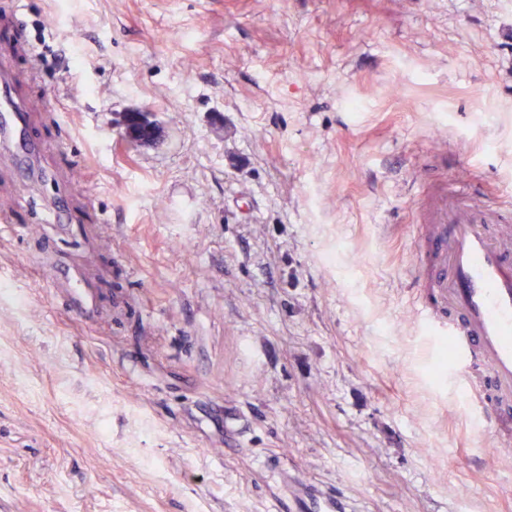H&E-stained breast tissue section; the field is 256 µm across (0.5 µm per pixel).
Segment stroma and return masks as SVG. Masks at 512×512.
Segmentation results:
<instances>
[{
  "instance_id": "obj_1",
  "label": "stroma",
  "mask_w": 512,
  "mask_h": 512,
  "mask_svg": "<svg viewBox=\"0 0 512 512\" xmlns=\"http://www.w3.org/2000/svg\"><path fill=\"white\" fill-rule=\"evenodd\" d=\"M0 62V512H512L409 320L425 200L512 209V0H0ZM35 107L32 103H20L13 97L9 73L1 71L0 67V147L13 161L23 166L22 177L25 180L31 177L30 160L37 149L27 124V112ZM276 475L288 503L285 512H355L339 489L325 490L313 483L298 481L287 471H277Z\"/></svg>"
}]
</instances>
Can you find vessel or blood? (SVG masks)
Here are the masks:
<instances>
[{"label": "vessel or blood", "instance_id": "vessel-or-blood-1", "mask_svg": "<svg viewBox=\"0 0 512 512\" xmlns=\"http://www.w3.org/2000/svg\"><path fill=\"white\" fill-rule=\"evenodd\" d=\"M7 71L0 70V148L30 178L36 151L27 114ZM416 230L415 257L420 291L413 315L431 335L448 339L455 376L482 427L488 429L500 458H512V226L496 209L469 192L441 193L424 206ZM277 478L288 512H353L341 491Z\"/></svg>", "mask_w": 512, "mask_h": 512}]
</instances>
